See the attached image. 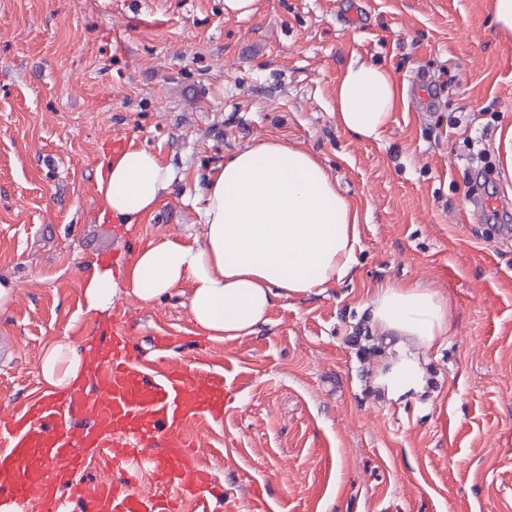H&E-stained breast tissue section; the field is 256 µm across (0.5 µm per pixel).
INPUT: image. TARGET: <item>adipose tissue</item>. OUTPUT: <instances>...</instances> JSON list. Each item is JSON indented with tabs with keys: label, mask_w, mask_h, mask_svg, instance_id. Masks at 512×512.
<instances>
[{
	"label": "adipose tissue",
	"mask_w": 512,
	"mask_h": 512,
	"mask_svg": "<svg viewBox=\"0 0 512 512\" xmlns=\"http://www.w3.org/2000/svg\"><path fill=\"white\" fill-rule=\"evenodd\" d=\"M334 98L339 126L376 140L404 106L405 91L390 71L362 62L342 70ZM175 182V171L153 151L127 147L101 165V214L132 229ZM191 206L194 243L155 240L123 266L94 265L81 283L88 310L109 309L121 292L151 302L184 285L195 324L235 339L267 322L276 297L324 291L353 268L356 207L319 159L284 141L264 139L225 159ZM367 308L371 329L392 344L375 386L391 399L423 393L421 353L448 334L447 298L417 282L386 281ZM39 372L49 387L66 390L84 377L86 360L64 337L46 349Z\"/></svg>",
	"instance_id": "obj_1"
}]
</instances>
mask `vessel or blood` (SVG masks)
<instances>
[{
  "instance_id": "b4317fda",
  "label": "vessel or blood",
  "mask_w": 512,
  "mask_h": 512,
  "mask_svg": "<svg viewBox=\"0 0 512 512\" xmlns=\"http://www.w3.org/2000/svg\"><path fill=\"white\" fill-rule=\"evenodd\" d=\"M94 397L84 390L48 394L0 417V504H36L38 512H180L193 495L210 512L212 479L182 429L199 416L219 419L223 377L183 370L156 377L133 362L126 327L112 322L108 346L90 351ZM99 455L111 478L95 486L75 472ZM148 478L147 495L135 493Z\"/></svg>"
}]
</instances>
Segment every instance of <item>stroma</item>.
<instances>
[{
    "instance_id": "obj_1",
    "label": "stroma",
    "mask_w": 512,
    "mask_h": 512,
    "mask_svg": "<svg viewBox=\"0 0 512 512\" xmlns=\"http://www.w3.org/2000/svg\"><path fill=\"white\" fill-rule=\"evenodd\" d=\"M493 0H0V414L43 385L44 350L130 321L142 359L223 373L222 423L190 422L224 490L222 512H512V34ZM407 90L381 140L336 124L353 61ZM179 177L132 230L100 220L99 164L113 138ZM275 138L315 155L358 209L352 277L276 298L266 324L199 347L183 289L87 311L93 263L190 242L188 202L210 169ZM490 156L495 208L473 212L470 144ZM386 280L448 299V334L425 351L428 393L386 398L371 377L386 344L363 303ZM170 336L157 349L154 336Z\"/></svg>"
}]
</instances>
